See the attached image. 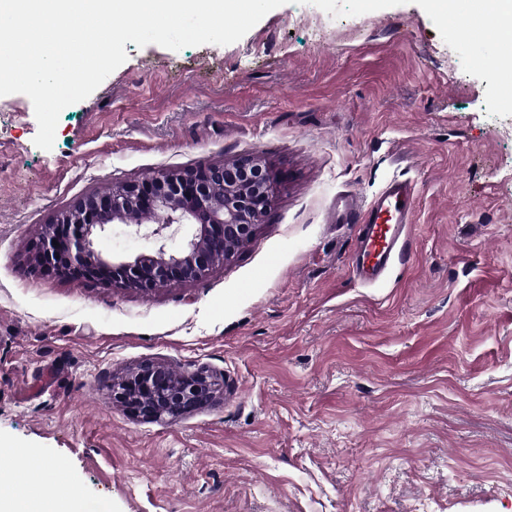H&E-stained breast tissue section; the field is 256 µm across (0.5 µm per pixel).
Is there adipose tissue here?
I'll return each mask as SVG.
<instances>
[{
    "mask_svg": "<svg viewBox=\"0 0 512 512\" xmlns=\"http://www.w3.org/2000/svg\"><path fill=\"white\" fill-rule=\"evenodd\" d=\"M0 512H110L107 501L71 491L63 498L45 497L38 480L25 474L23 463L0 468Z\"/></svg>",
    "mask_w": 512,
    "mask_h": 512,
    "instance_id": "1",
    "label": "adipose tissue"
}]
</instances>
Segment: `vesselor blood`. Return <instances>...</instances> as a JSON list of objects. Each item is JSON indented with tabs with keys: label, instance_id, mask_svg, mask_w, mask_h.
<instances>
[{
	"label": "vessel or blood",
	"instance_id": "vessel-or-blood-1",
	"mask_svg": "<svg viewBox=\"0 0 512 512\" xmlns=\"http://www.w3.org/2000/svg\"><path fill=\"white\" fill-rule=\"evenodd\" d=\"M415 205L411 183L401 180L390 181L366 205L351 195L339 199L337 208L344 220L359 229L355 262L362 283L380 282L394 264L406 260Z\"/></svg>",
	"mask_w": 512,
	"mask_h": 512
}]
</instances>
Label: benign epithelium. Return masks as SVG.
<instances>
[{
	"label": "benign epithelium",
	"mask_w": 512,
	"mask_h": 512,
	"mask_svg": "<svg viewBox=\"0 0 512 512\" xmlns=\"http://www.w3.org/2000/svg\"><path fill=\"white\" fill-rule=\"evenodd\" d=\"M278 175L258 156L201 164L72 201L31 246V269L77 279H103L148 294L171 283L197 281L231 259L255 235L270 208ZM114 224L156 241L148 253L114 257L97 248ZM188 227L182 245L167 248L165 231ZM216 394L203 369L175 375L146 362L112 381V399L136 416L171 422L208 404Z\"/></svg>",
	"instance_id": "benign-epithelium-1"
}]
</instances>
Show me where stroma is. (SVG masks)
I'll use <instances>...</instances> for the list:
<instances>
[{"mask_svg":"<svg viewBox=\"0 0 512 512\" xmlns=\"http://www.w3.org/2000/svg\"><path fill=\"white\" fill-rule=\"evenodd\" d=\"M126 61L60 114L0 96V467L111 512H512V116L425 11L289 0L239 41ZM283 177L251 242L143 294L32 273L73 199L202 163ZM416 189L410 254L360 284L336 200ZM146 362L224 385L180 420L112 401Z\"/></svg>","mask_w":512,"mask_h":512,"instance_id":"1","label":"stroma"}]
</instances>
